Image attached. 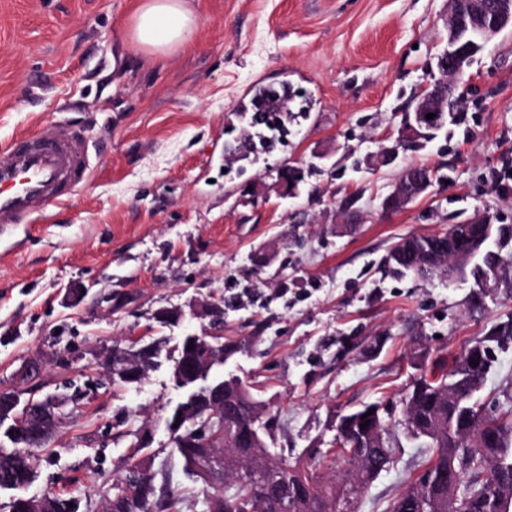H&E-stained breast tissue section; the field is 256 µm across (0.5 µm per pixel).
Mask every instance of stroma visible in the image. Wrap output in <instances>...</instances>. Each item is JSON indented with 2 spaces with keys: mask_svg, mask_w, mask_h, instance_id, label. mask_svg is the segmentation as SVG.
Returning <instances> with one entry per match:
<instances>
[{
  "mask_svg": "<svg viewBox=\"0 0 512 512\" xmlns=\"http://www.w3.org/2000/svg\"><path fill=\"white\" fill-rule=\"evenodd\" d=\"M138 2L0 0V146L66 119L101 159L68 203L0 235V391L91 387L38 453L25 496H79L101 512L132 432L146 428L177 512H206L167 428L183 396L169 359L185 336L242 343L219 373L250 385L269 450L293 462L332 448L337 413L375 402L400 412L415 346L449 359L512 318V281L474 312L473 280L383 267L401 238L476 215L512 228V29L463 75L464 122L384 165L447 44L448 0H187L198 26L162 56L130 43ZM265 85L293 98L280 148L237 154L240 96ZM285 162L306 171L292 193L277 177ZM420 165L432 186L383 208L402 170ZM76 283L90 288L77 301ZM218 301L219 325L202 311ZM165 310L179 320L158 322ZM159 337L169 359L141 383L112 384L95 360ZM35 359L41 373L22 379ZM395 432L400 459L359 512H386L422 470L425 440Z\"/></svg>",
  "mask_w": 512,
  "mask_h": 512,
  "instance_id": "obj_1",
  "label": "stroma"
}]
</instances>
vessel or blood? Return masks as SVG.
Instances as JSON below:
<instances>
[{
  "mask_svg": "<svg viewBox=\"0 0 512 512\" xmlns=\"http://www.w3.org/2000/svg\"><path fill=\"white\" fill-rule=\"evenodd\" d=\"M97 164L85 130L70 122L15 136L0 150V230L33 223L45 207L68 202Z\"/></svg>",
  "mask_w": 512,
  "mask_h": 512,
  "instance_id": "1",
  "label": "vessel or blood"
}]
</instances>
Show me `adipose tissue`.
<instances>
[{
  "mask_svg": "<svg viewBox=\"0 0 512 512\" xmlns=\"http://www.w3.org/2000/svg\"><path fill=\"white\" fill-rule=\"evenodd\" d=\"M197 26L185 0H142L133 15L132 45L150 54H167L184 46Z\"/></svg>",
  "mask_w": 512,
  "mask_h": 512,
  "instance_id": "adipose-tissue-1",
  "label": "adipose tissue"
}]
</instances>
